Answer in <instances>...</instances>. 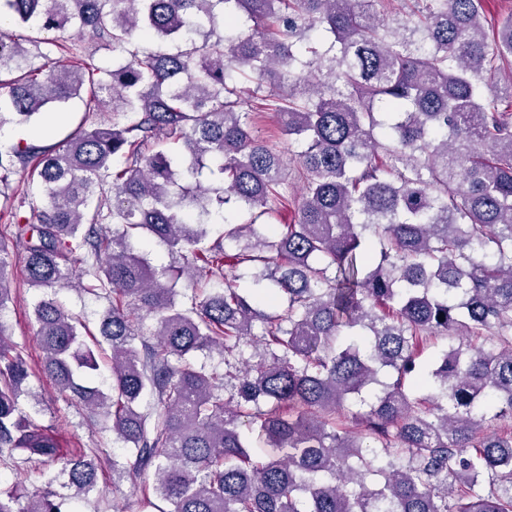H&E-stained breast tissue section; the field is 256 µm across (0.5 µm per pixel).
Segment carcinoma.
I'll return each instance as SVG.
<instances>
[{
  "mask_svg": "<svg viewBox=\"0 0 512 512\" xmlns=\"http://www.w3.org/2000/svg\"><path fill=\"white\" fill-rule=\"evenodd\" d=\"M379 2L0 0L112 52L37 65L0 40V123L103 93L124 116L0 149V311L11 239L32 287L107 301L96 334L54 294L31 315L41 373L126 448H66L24 410L34 371L0 321V451L70 490L54 476L0 512H78L108 460L140 512H512V15L488 33L483 0ZM267 111L299 147L282 229L284 162L251 120ZM229 208L248 219L210 239ZM183 276L224 287L188 297ZM438 335L456 342L421 363ZM204 350L224 368L196 367Z\"/></svg>",
  "mask_w": 512,
  "mask_h": 512,
  "instance_id": "1",
  "label": "carcinoma"
}]
</instances>
